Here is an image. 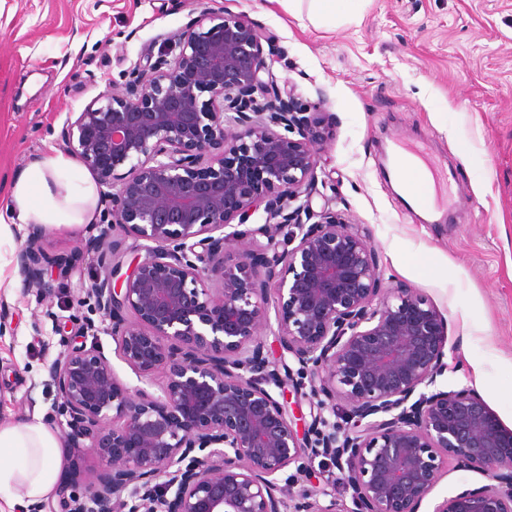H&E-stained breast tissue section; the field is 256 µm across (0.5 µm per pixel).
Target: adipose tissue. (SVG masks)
<instances>
[{
  "instance_id": "1",
  "label": "adipose tissue",
  "mask_w": 512,
  "mask_h": 512,
  "mask_svg": "<svg viewBox=\"0 0 512 512\" xmlns=\"http://www.w3.org/2000/svg\"><path fill=\"white\" fill-rule=\"evenodd\" d=\"M98 186L69 155L55 152L0 181V266L21 226L39 224L74 228L91 223ZM64 457L41 421L0 425V494L14 504L46 498L53 490Z\"/></svg>"
}]
</instances>
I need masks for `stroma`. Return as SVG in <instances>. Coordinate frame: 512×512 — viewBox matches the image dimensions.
<instances>
[{
  "mask_svg": "<svg viewBox=\"0 0 512 512\" xmlns=\"http://www.w3.org/2000/svg\"><path fill=\"white\" fill-rule=\"evenodd\" d=\"M215 4L273 34L279 88L320 103L329 134L317 175L370 233L383 287L412 289L444 317L436 390L476 393L512 429V0H353L325 27L287 0ZM198 10L196 0H0V179L62 150L68 113L156 57L159 36ZM392 146L424 148L438 181L434 219L396 192ZM92 233L48 228L45 250L72 268L46 275L45 293L0 288L1 425L38 420L63 434L45 365L99 319L85 293L99 274ZM425 251L434 266L415 272L410 260ZM99 467L85 449H65L50 503L61 489L87 491ZM485 483L449 460L420 512Z\"/></svg>",
  "mask_w": 512,
  "mask_h": 512,
  "instance_id": "stroma-1",
  "label": "stroma"
}]
</instances>
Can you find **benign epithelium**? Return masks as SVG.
Wrapping results in <instances>:
<instances>
[{
    "instance_id": "7a95c632",
    "label": "benign epithelium",
    "mask_w": 512,
    "mask_h": 512,
    "mask_svg": "<svg viewBox=\"0 0 512 512\" xmlns=\"http://www.w3.org/2000/svg\"><path fill=\"white\" fill-rule=\"evenodd\" d=\"M165 41L62 129L107 188L93 308L119 356L165 382L158 395L129 388L94 333L58 353L55 419L103 462L61 512H418L450 456L489 483L433 512H512V430L468 390H429L444 318L409 288H380L366 229L330 200L313 210L325 131L274 83L271 37L204 6ZM44 233L29 225L15 254L30 288L70 270ZM263 331L297 359L311 422L279 401ZM339 404L344 427L330 420ZM312 455L336 466L351 506L325 488L281 496Z\"/></svg>"
}]
</instances>
